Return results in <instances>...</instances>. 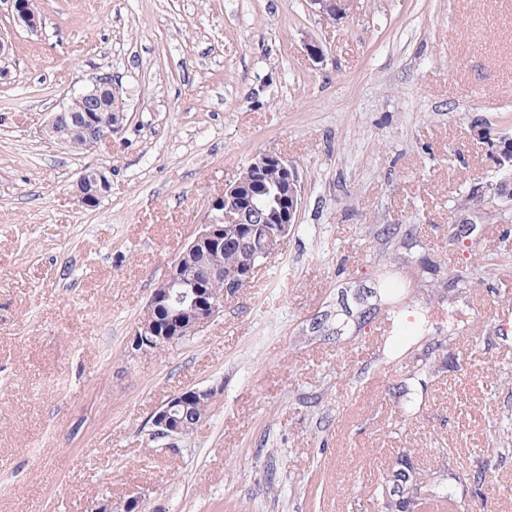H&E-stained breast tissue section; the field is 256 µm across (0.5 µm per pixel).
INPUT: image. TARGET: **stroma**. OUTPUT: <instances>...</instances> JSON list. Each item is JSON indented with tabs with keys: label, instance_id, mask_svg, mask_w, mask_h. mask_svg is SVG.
Returning <instances> with one entry per match:
<instances>
[{
	"label": "stroma",
	"instance_id": "1",
	"mask_svg": "<svg viewBox=\"0 0 512 512\" xmlns=\"http://www.w3.org/2000/svg\"><path fill=\"white\" fill-rule=\"evenodd\" d=\"M36 4L31 33L0 0V512L136 492L142 512H384L409 467L448 478L423 512H512V221L475 201L512 211V0ZM105 73L111 138L49 143ZM264 151L304 185L282 252L194 339L129 357L209 200ZM87 168L112 173L92 209ZM385 284L426 330L382 335ZM212 386L192 435L150 439L169 396ZM311 12L328 19H336L346 13L350 0H307ZM106 170L97 168L85 169L75 184L78 202L85 208H93L108 195L112 184Z\"/></svg>",
	"mask_w": 512,
	"mask_h": 512
}]
</instances>
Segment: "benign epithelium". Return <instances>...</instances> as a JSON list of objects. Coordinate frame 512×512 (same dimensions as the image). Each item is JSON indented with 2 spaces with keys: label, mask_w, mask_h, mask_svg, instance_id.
<instances>
[{
  "label": "benign epithelium",
  "mask_w": 512,
  "mask_h": 512,
  "mask_svg": "<svg viewBox=\"0 0 512 512\" xmlns=\"http://www.w3.org/2000/svg\"><path fill=\"white\" fill-rule=\"evenodd\" d=\"M350 0H307L311 12L335 19L346 13ZM12 21L31 33L41 30L43 18L36 0H5ZM112 80L105 74L75 93L69 103L53 113L44 136L69 147L80 143L87 149L112 136V125L123 113L112 111ZM251 177L239 179L224 193L208 202L199 231L173 259L154 288L143 316L133 329L129 356L137 358L161 346L176 343L203 331L224 311V297L236 293L238 282L256 271L253 259L229 269L211 264L207 248L230 240L235 232L247 230L260 240L258 255L270 260L279 254L297 223L304 202V187L295 165L270 152L255 154L248 164ZM112 187L107 172L88 168L75 184L78 202L93 208ZM218 394L213 387L192 388L171 395L151 416V436L181 438L190 423L201 424L197 414L212 404ZM142 496L135 493L121 505L109 498L92 503L89 512H138Z\"/></svg>",
  "instance_id": "1"
}]
</instances>
